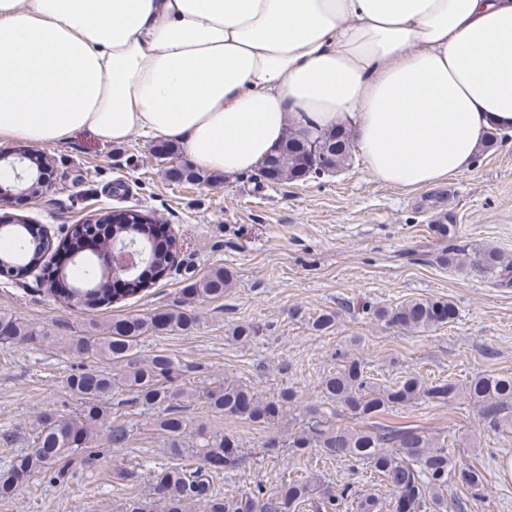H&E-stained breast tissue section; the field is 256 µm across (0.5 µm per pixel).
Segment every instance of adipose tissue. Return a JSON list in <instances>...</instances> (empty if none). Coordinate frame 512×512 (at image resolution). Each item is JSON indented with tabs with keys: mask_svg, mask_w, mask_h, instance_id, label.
Masks as SVG:
<instances>
[{
	"mask_svg": "<svg viewBox=\"0 0 512 512\" xmlns=\"http://www.w3.org/2000/svg\"><path fill=\"white\" fill-rule=\"evenodd\" d=\"M353 129L414 191L512 130V0H0V139L181 145L228 175Z\"/></svg>",
	"mask_w": 512,
	"mask_h": 512,
	"instance_id": "obj_1",
	"label": "adipose tissue"
}]
</instances>
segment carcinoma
Listing matches in <instances>:
<instances>
[{
  "mask_svg": "<svg viewBox=\"0 0 512 512\" xmlns=\"http://www.w3.org/2000/svg\"><path fill=\"white\" fill-rule=\"evenodd\" d=\"M353 147L351 132L343 126L316 137L291 130L263 160L259 176L268 182H280L293 181L304 171L314 175L338 171L349 164ZM128 219L127 223L72 226L71 236L85 238L89 245L86 259L67 269L77 291L63 297L66 307L75 311L108 306L121 296L142 292L164 274L169 266L167 252L154 247L139 273L129 279L128 289L121 294L113 290L107 258L113 239L125 235L151 241L155 238L156 225L150 215L131 210ZM44 255L40 240L31 239L24 232L6 239L0 248V259L14 262V266L6 271L5 278L19 276ZM442 260L450 266L495 274L505 286L512 284V258L494 247L485 246L473 253L451 250L442 255ZM229 281L224 268L217 267L187 285L185 293L194 298L220 299ZM374 315L388 328L421 333L450 322L455 309L445 300L411 299L395 308L377 309ZM336 317V312L325 310L313 318L311 327L317 332L329 331L336 325ZM198 323V316L190 309H163L148 316L114 320L101 334L89 330L67 337L65 345L70 352L93 357L102 362V367L68 378L69 390L81 400L79 413L47 414L36 419L31 447L0 469V497L12 496L34 473L59 480L73 463H93V454L86 453L92 446L101 455L110 448L131 443L135 437L132 423L110 414L114 396L126 393L130 395L126 402L151 415L153 426L169 441L174 453H189L197 464L193 468L175 465L152 470V492L144 498L128 499L124 512H186L191 502L203 504L204 512H300V506L306 504L316 512H341L342 504L350 498L357 500L358 512H379L377 499L360 500L349 485L339 491L324 488L315 476L286 480L273 494L264 492L259 484L255 491L234 502L214 493L212 474L219 469L232 471L241 467L247 453L233 435L218 439L202 424L190 428L185 409L202 400L213 413L265 425L286 417L297 394L287 388L272 399H264L248 385L231 381L190 392L176 389L173 381L183 371L178 360L165 354L146 360L136 351L140 338L147 334L190 332ZM0 341L50 346L55 337L0 311ZM337 357L342 365L322 381L323 393L365 424L338 427L313 411L301 431L288 439V447L297 452L318 448L326 459L368 468L392 487L393 512H444L448 509V484L453 482L476 492L481 489L482 474L473 466L457 462L448 450L447 436L418 427L386 424L378 418L393 408L419 400L447 405L463 395L478 409L485 431L512 430V375L479 376L462 387L448 380L428 383L410 375L399 385L385 386L347 354L340 352ZM189 432L200 439L199 446H183V436Z\"/></svg>",
  "mask_w": 512,
  "mask_h": 512,
  "instance_id": "carcinoma-1",
  "label": "carcinoma"
}]
</instances>
